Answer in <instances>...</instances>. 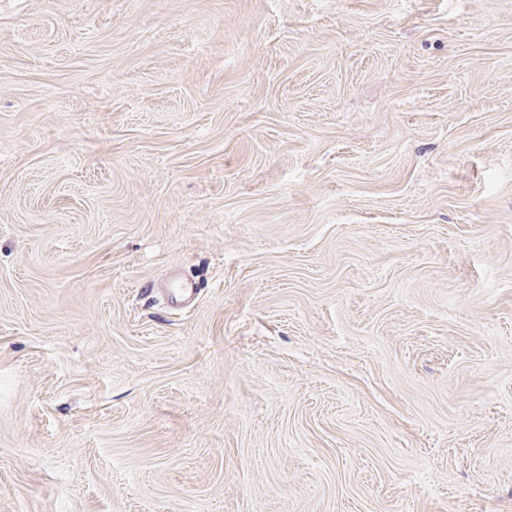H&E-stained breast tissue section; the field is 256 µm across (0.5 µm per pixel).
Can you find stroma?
Masks as SVG:
<instances>
[{
    "label": "stroma",
    "instance_id": "35a3bbf8",
    "mask_svg": "<svg viewBox=\"0 0 512 512\" xmlns=\"http://www.w3.org/2000/svg\"><path fill=\"white\" fill-rule=\"evenodd\" d=\"M0 512H512V0H0Z\"/></svg>",
    "mask_w": 512,
    "mask_h": 512
}]
</instances>
